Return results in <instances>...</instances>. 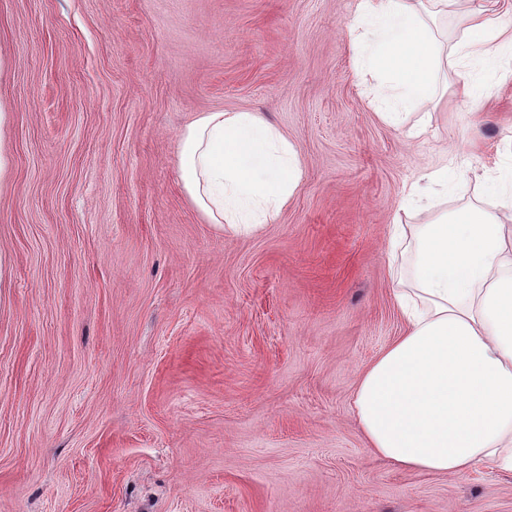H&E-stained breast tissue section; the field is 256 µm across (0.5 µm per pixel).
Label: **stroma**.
Returning a JSON list of instances; mask_svg holds the SVG:
<instances>
[{"instance_id":"stroma-1","label":"stroma","mask_w":512,"mask_h":512,"mask_svg":"<svg viewBox=\"0 0 512 512\" xmlns=\"http://www.w3.org/2000/svg\"><path fill=\"white\" fill-rule=\"evenodd\" d=\"M355 0H0V512H512V475L400 471L353 416L399 336L392 225L512 182V46L381 121L347 37ZM480 91L466 99L458 78ZM258 112L303 177L251 235L178 179L199 112ZM450 164L433 210L409 185Z\"/></svg>"}]
</instances>
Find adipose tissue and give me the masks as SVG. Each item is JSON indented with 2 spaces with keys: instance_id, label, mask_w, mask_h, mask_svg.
<instances>
[{
  "instance_id": "1",
  "label": "adipose tissue",
  "mask_w": 512,
  "mask_h": 512,
  "mask_svg": "<svg viewBox=\"0 0 512 512\" xmlns=\"http://www.w3.org/2000/svg\"><path fill=\"white\" fill-rule=\"evenodd\" d=\"M454 15L466 55L489 58L507 25L476 0H431ZM375 74L380 119L432 99L440 54L413 0H357L349 27ZM179 180L205 223L243 234L272 223L300 185L298 152L258 112H203L178 134ZM390 265L404 331L361 372L353 412L373 453L416 473L460 477L485 464L512 474V225L468 207L407 232Z\"/></svg>"
}]
</instances>
